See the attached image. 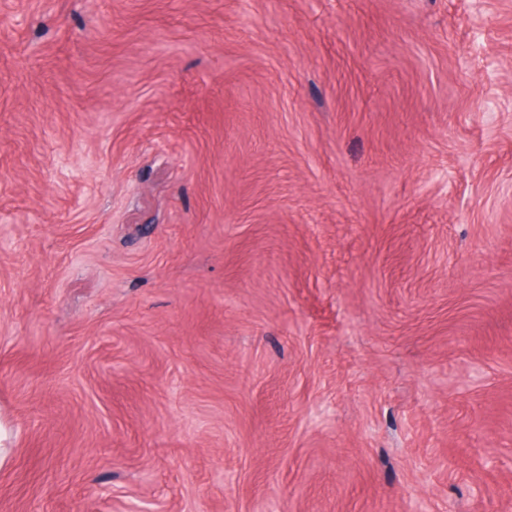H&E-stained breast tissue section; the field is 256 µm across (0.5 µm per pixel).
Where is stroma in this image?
I'll list each match as a JSON object with an SVG mask.
<instances>
[{
  "mask_svg": "<svg viewBox=\"0 0 512 512\" xmlns=\"http://www.w3.org/2000/svg\"><path fill=\"white\" fill-rule=\"evenodd\" d=\"M0 512H512V0H0Z\"/></svg>",
  "mask_w": 512,
  "mask_h": 512,
  "instance_id": "obj_1",
  "label": "stroma"
}]
</instances>
